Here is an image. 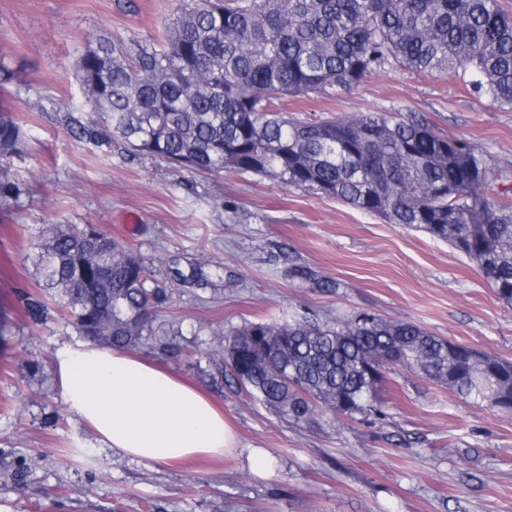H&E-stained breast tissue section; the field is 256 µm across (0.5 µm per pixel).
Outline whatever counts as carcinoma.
<instances>
[{"mask_svg":"<svg viewBox=\"0 0 512 512\" xmlns=\"http://www.w3.org/2000/svg\"><path fill=\"white\" fill-rule=\"evenodd\" d=\"M387 66L470 72L476 92L512 108V19L497 0H199L155 45L89 47L77 77L96 115L70 117L80 140L112 144L194 171L273 176L319 190L392 224L448 242L512 304V205L475 143L400 110L305 122L281 100L349 92ZM24 132L0 110V157ZM37 287L80 335L133 348L154 334L167 300L146 261L87 229L57 227L38 245ZM230 383L295 425L325 408L380 412L384 371L401 365L501 412H512V362L369 313L320 325L250 322L221 335Z\"/></svg>","mask_w":512,"mask_h":512,"instance_id":"carcinoma-1","label":"carcinoma"}]
</instances>
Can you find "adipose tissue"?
<instances>
[{"instance_id": "obj_1", "label": "adipose tissue", "mask_w": 512, "mask_h": 512, "mask_svg": "<svg viewBox=\"0 0 512 512\" xmlns=\"http://www.w3.org/2000/svg\"><path fill=\"white\" fill-rule=\"evenodd\" d=\"M55 377L69 410L138 461L166 465L237 448L223 410L158 363L87 341L58 351Z\"/></svg>"}]
</instances>
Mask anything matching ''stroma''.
I'll use <instances>...</instances> for the list:
<instances>
[{
	"mask_svg": "<svg viewBox=\"0 0 512 512\" xmlns=\"http://www.w3.org/2000/svg\"><path fill=\"white\" fill-rule=\"evenodd\" d=\"M192 0H0V104L26 136L0 160V512H512V413L396 366L379 414L320 411L296 427L230 385L218 331L249 322L358 312L512 360V304L444 241L277 179L188 171L73 137L86 92L76 64L98 36L155 44ZM290 118L421 113L483 151L512 203V109L469 75L384 69L346 94L284 99ZM93 225L151 261L168 285L157 333L135 353L188 380L224 411L236 452L145 464L102 444L64 404L60 348L82 338L57 312L34 322L37 246L58 226ZM302 266L306 277L293 275ZM338 281L335 291L322 289ZM43 370L33 373L31 361ZM80 448L77 456L67 447ZM274 461L258 474L251 450Z\"/></svg>",
	"mask_w": 512,
	"mask_h": 512,
	"instance_id": "35a3bbf8",
	"label": "stroma"
}]
</instances>
